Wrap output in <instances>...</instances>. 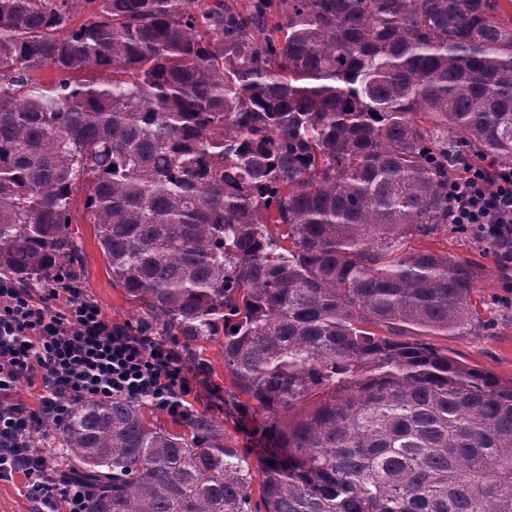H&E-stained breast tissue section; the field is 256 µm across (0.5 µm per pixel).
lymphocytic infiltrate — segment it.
<instances>
[{
	"label": "lymphocytic infiltrate",
	"mask_w": 512,
	"mask_h": 512,
	"mask_svg": "<svg viewBox=\"0 0 512 512\" xmlns=\"http://www.w3.org/2000/svg\"><path fill=\"white\" fill-rule=\"evenodd\" d=\"M448 221L491 239L511 266L512 167L463 165L448 181ZM23 381L40 383L37 407L16 397ZM195 385L174 347L107 320L71 273L37 292L0 276V482L24 477L31 512H87V487L52 473L38 446L75 400H137L184 418Z\"/></svg>",
	"instance_id": "obj_1"
}]
</instances>
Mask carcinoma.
<instances>
[{
  "mask_svg": "<svg viewBox=\"0 0 512 512\" xmlns=\"http://www.w3.org/2000/svg\"><path fill=\"white\" fill-rule=\"evenodd\" d=\"M78 2L0 0V273L79 262L85 189L112 282L224 335L275 449L79 400L88 512H252L256 479L264 512H512V380L397 340L474 321L471 265L404 239L448 223L456 145L512 160L501 0Z\"/></svg>",
  "mask_w": 512,
  "mask_h": 512,
  "instance_id": "1",
  "label": "carcinoma"
}]
</instances>
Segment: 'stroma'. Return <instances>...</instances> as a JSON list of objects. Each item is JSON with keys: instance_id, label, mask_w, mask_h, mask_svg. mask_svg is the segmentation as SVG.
<instances>
[{"instance_id": "35a3bbf8", "label": "stroma", "mask_w": 512, "mask_h": 512, "mask_svg": "<svg viewBox=\"0 0 512 512\" xmlns=\"http://www.w3.org/2000/svg\"><path fill=\"white\" fill-rule=\"evenodd\" d=\"M84 198V193H77L69 226V233L83 257L82 263L73 266L72 272L90 298L101 306L107 319L142 329L143 310L113 284L96 229L84 221ZM406 245L468 262L476 271L472 301L477 316L472 326L446 336L432 337V344L474 368L490 371L505 381L512 379V267L504 268L493 247L477 241L455 224L429 237L409 236ZM195 347L198 360L184 362L199 380L192 401L193 412L212 417L223 430L225 444L248 449L255 457L266 455L260 417L241 405L224 369L221 340H201Z\"/></svg>"}]
</instances>
